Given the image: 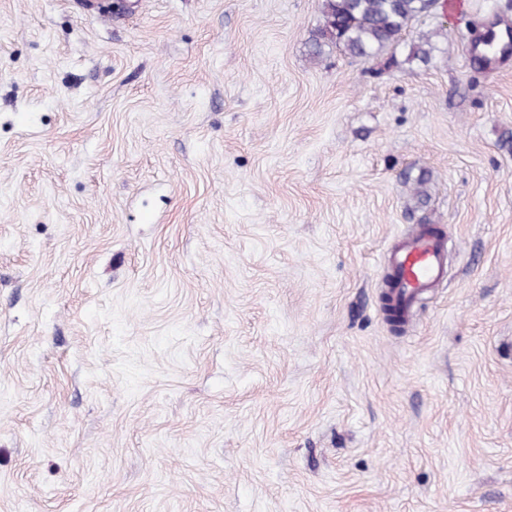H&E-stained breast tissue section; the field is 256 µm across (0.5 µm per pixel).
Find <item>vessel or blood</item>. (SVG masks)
<instances>
[{"label":"vessel or blood","mask_w":512,"mask_h":512,"mask_svg":"<svg viewBox=\"0 0 512 512\" xmlns=\"http://www.w3.org/2000/svg\"><path fill=\"white\" fill-rule=\"evenodd\" d=\"M386 258L389 273L395 278L397 304L407 318L448 278V241L429 224L416 226Z\"/></svg>","instance_id":"1"}]
</instances>
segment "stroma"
I'll list each match as a JSON object with an SVG mask.
<instances>
[{
  "label": "stroma",
  "mask_w": 512,
  "mask_h": 512,
  "mask_svg": "<svg viewBox=\"0 0 512 512\" xmlns=\"http://www.w3.org/2000/svg\"><path fill=\"white\" fill-rule=\"evenodd\" d=\"M444 3L392 64L320 0H0V512H512V0ZM440 34V31L436 30L419 35L409 44L406 62L411 64L415 62L423 66L432 64L436 58V52L439 51L436 38ZM388 275L395 278L397 304L405 322L414 307L433 295L448 278V239L420 224L386 254Z\"/></svg>",
  "instance_id": "obj_1"
}]
</instances>
